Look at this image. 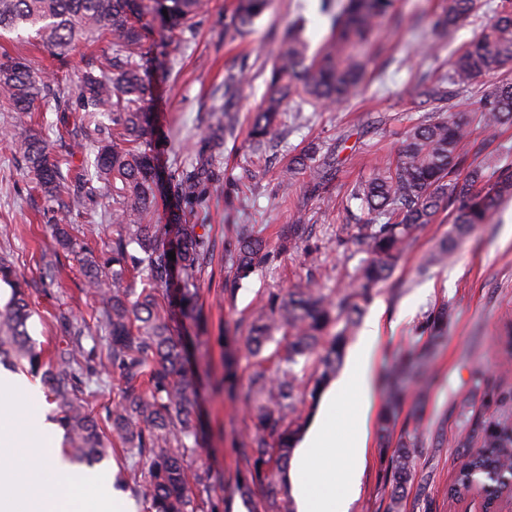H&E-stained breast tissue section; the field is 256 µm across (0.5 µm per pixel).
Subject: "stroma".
Here are the masks:
<instances>
[{"instance_id":"35a3bbf8","label":"stroma","mask_w":512,"mask_h":512,"mask_svg":"<svg viewBox=\"0 0 512 512\" xmlns=\"http://www.w3.org/2000/svg\"><path fill=\"white\" fill-rule=\"evenodd\" d=\"M497 0H481V7L454 33L450 42L428 55L422 43L430 38L429 19L446 0H393L392 14L419 18L416 29L393 27L383 20L368 56L361 92L345 104L305 107L300 119H287L274 136L276 145L256 155L248 148V134L256 112L269 90L274 37L299 14L312 20L307 35L311 52L324 49L330 21L318 12L319 0H272L242 39H224V24L231 0H209L198 32L186 48L165 45L160 21H150L143 43V68L154 86L149 110L158 132L155 142L160 174L178 161L205 153L200 138L208 114L231 108L237 114L232 137L212 164L223 173L212 185L205 222L216 243L211 265L201 283L200 320L186 319L178 327L187 358L199 376L201 398L196 410L205 433V445L190 459L194 470L210 472L214 503L234 495L239 461L237 450L251 430L248 409L239 396L224 391V330L236 321H250L259 297L270 289H287L306 277L310 262H317L316 278L322 287L348 285L363 255L344 246V239L367 221L357 203L349 202L353 184L368 177L376 162L394 157L411 121L435 113L437 101L424 95L421 77L437 78L450 70L451 55L480 35ZM107 40L78 44L65 62L52 59L44 48L0 35V51L27 60L55 81L57 90L85 70L88 61L108 50ZM251 80L233 98H225L224 83L239 71ZM82 113L76 104L66 111L36 113L31 128L54 151L78 152L71 134ZM333 158L336 174L322 190L312 192L306 176H297L289 190L281 181L289 159L309 144ZM21 154L0 140V257L14 265L25 285L31 317L27 331L36 347L48 349L61 340L59 313L72 319L89 317L96 302L84 286L76 256L64 257L61 277L44 283L45 263L53 262L57 246L54 227L43 218L44 200L32 190ZM310 227L303 249L282 258L243 281L234 294L224 291L230 272L224 263V236L230 225H256L268 246H276L286 225ZM448 214L416 234L411 247L389 278L380 283L364 317L379 316L380 339L374 359V390L368 418V448L359 491L349 512H386L388 449L378 445V420L384 404V376L400 354L423 346L421 325L440 307L448 309V330L433 358L435 379L426 398L408 393L398 429L416 433L414 477L397 512H461L448 497L457 468L464 460L460 445L482 416L512 422V381L501 380L499 338L512 324V202L503 205L490 223L481 224L460 240L448 265L431 263L439 242L448 234Z\"/></svg>"}]
</instances>
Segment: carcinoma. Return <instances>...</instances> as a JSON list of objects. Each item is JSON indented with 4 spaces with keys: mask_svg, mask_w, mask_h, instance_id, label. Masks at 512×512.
<instances>
[{
    "mask_svg": "<svg viewBox=\"0 0 512 512\" xmlns=\"http://www.w3.org/2000/svg\"><path fill=\"white\" fill-rule=\"evenodd\" d=\"M269 0H233L232 17L224 39L233 41L251 30L268 8ZM390 0H347L336 10L335 0H320L321 13L331 21V38L323 52L309 54L301 22L288 26L277 39L265 108L256 113L249 147L259 151L279 124L288 102L319 106L340 105L356 96L366 72L371 35L388 13ZM205 0H0V31H35L38 42L53 56L65 59L76 43L107 37L111 52L88 64L67 95L85 112L81 125L83 158L74 186L62 171L66 159L50 157L49 145L37 133L14 143L27 162L28 175L45 196L48 210H64L58 222L81 211L96 197L93 182L112 188L107 201L110 220L118 228L112 252L101 259L85 251L84 276L97 294L93 320L105 333V349L85 351L82 331L75 330L65 345L50 355L36 348L26 331L31 312L23 288L8 261L0 260V280L14 285L13 297L0 314V358L11 357L41 374L47 395L58 407L55 421L63 430L65 460L92 467L106 455L105 440L134 459L130 472L134 491L147 512H211L213 484L205 473L191 470L188 459L201 448L193 419L199 388L187 367L178 317H193L199 306V282L214 244L207 225L198 223L213 177L208 161L196 158L171 169L166 189L176 201L169 223H153L158 176L152 149L147 104L153 90L142 70L145 18H160L165 43L188 44L196 33ZM476 0H448L433 23L434 36L445 39L475 10ZM512 60V0H501L482 34L450 61V73L438 79L458 89L496 73ZM60 105L53 81L25 60L9 55L0 61V104L14 113L15 122L50 103ZM490 128L512 124V82L492 85L479 101ZM235 114L211 113L203 137L224 139L233 130ZM485 143L467 142L465 123L456 118L428 116L405 133L395 161L374 168L355 184L350 197L360 201L369 216L365 231L348 239L368 254L346 288L326 290L314 274L293 289L260 296L250 324L236 326L224 336V391L237 385L241 358L261 356L267 343H285L275 372L257 367L246 398L253 429L238 448L245 473L235 490L245 499L260 495L255 512H294L291 497L280 481L309 421L308 407L319 401L342 359L343 347L357 325L372 288L386 279L416 232L433 222L447 207L452 228L432 261L445 263L459 239L476 225L486 224L495 211L512 199V166L487 151ZM319 148L311 145L295 158L288 178L308 176L320 187L333 166L316 161ZM307 232L291 224L277 248L271 249L251 224H234L224 236V261L233 268L227 292L256 271L278 262ZM56 242L66 253L76 251L69 228L57 226ZM175 252L176 260L168 258ZM446 311L430 317L422 333L436 345L445 333ZM245 335L246 355L240 356L238 336ZM111 372L119 379L116 402L105 415L94 412L96 391L91 383ZM427 350L411 349L399 356L385 375L386 409L378 424L382 443L392 433L403 397L412 385L429 386ZM481 444L472 436L461 441L466 465L458 468L450 495H479L487 500L512 493V424L499 419L481 421ZM403 441L390 459L389 497L395 503L413 479L412 448Z\"/></svg>",
    "mask_w": 512,
    "mask_h": 512,
    "instance_id": "cac0c4a2",
    "label": "carcinoma"
}]
</instances>
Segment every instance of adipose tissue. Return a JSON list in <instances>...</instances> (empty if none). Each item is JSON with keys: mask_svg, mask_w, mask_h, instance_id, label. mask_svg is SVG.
<instances>
[{"mask_svg": "<svg viewBox=\"0 0 512 512\" xmlns=\"http://www.w3.org/2000/svg\"><path fill=\"white\" fill-rule=\"evenodd\" d=\"M377 342L378 321L373 318L367 321L346 370L330 383L319 412L293 452L283 482L296 512H348L359 490ZM352 393L364 407L357 426L340 439L334 409L338 400ZM26 438V448L0 460V512H136L132 501L105 480L97 481L92 495L76 497L72 469L53 448L52 431L42 421L28 425Z\"/></svg>", "mask_w": 512, "mask_h": 512, "instance_id": "ef3b65f1", "label": "adipose tissue"}]
</instances>
